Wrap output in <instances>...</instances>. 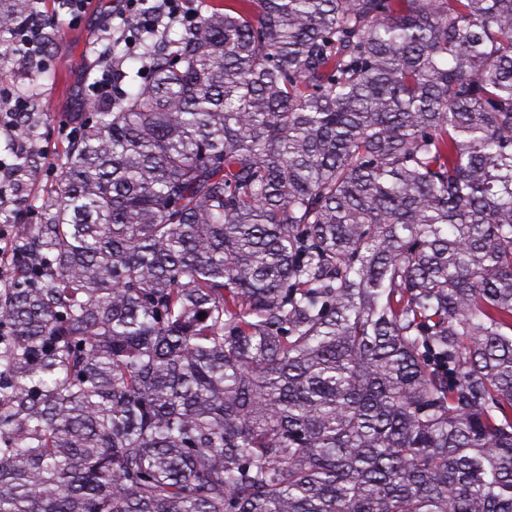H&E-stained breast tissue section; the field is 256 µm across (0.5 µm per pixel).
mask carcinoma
Listing matches in <instances>:
<instances>
[{
	"instance_id": "carcinoma-1",
	"label": "carcinoma",
	"mask_w": 512,
	"mask_h": 512,
	"mask_svg": "<svg viewBox=\"0 0 512 512\" xmlns=\"http://www.w3.org/2000/svg\"><path fill=\"white\" fill-rule=\"evenodd\" d=\"M145 53L18 228L0 512H512V0H220Z\"/></svg>"
}]
</instances>
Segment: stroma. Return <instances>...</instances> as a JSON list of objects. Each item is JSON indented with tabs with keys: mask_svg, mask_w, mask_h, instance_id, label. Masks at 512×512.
Instances as JSON below:
<instances>
[{
	"mask_svg": "<svg viewBox=\"0 0 512 512\" xmlns=\"http://www.w3.org/2000/svg\"><path fill=\"white\" fill-rule=\"evenodd\" d=\"M122 4L123 0H92L74 24L56 0H42L41 14L54 28L52 44L38 59L14 55L0 65V95L6 97L30 85L36 88L28 109L39 125L38 172L13 205L14 210L25 213L28 223H37L40 199L54 188L61 158L70 146L63 124L82 121L96 109L90 100V83L114 68L120 72L115 85L124 89L130 74L141 66L139 46L127 43L122 32L108 28Z\"/></svg>",
	"mask_w": 512,
	"mask_h": 512,
	"instance_id": "35a3bbf8",
	"label": "stroma"
}]
</instances>
